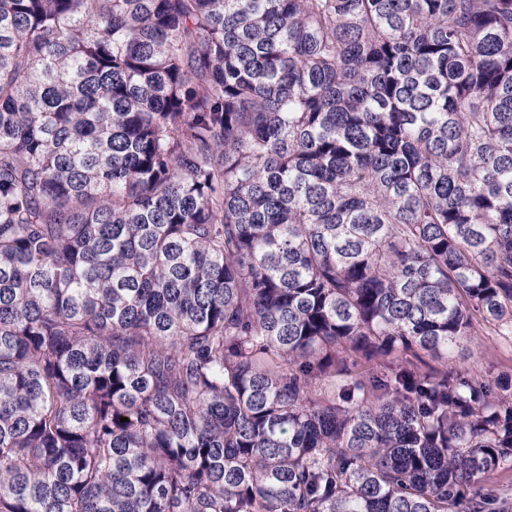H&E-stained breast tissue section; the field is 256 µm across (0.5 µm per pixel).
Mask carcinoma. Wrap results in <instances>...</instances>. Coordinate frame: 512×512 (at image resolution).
<instances>
[{
  "label": "carcinoma",
  "instance_id": "cac0c4a2",
  "mask_svg": "<svg viewBox=\"0 0 512 512\" xmlns=\"http://www.w3.org/2000/svg\"><path fill=\"white\" fill-rule=\"evenodd\" d=\"M480 335L512 0H0V512H512ZM457 349L448 360V369L458 373L481 372L496 376L512 373V343L499 336H476Z\"/></svg>",
  "mask_w": 512,
  "mask_h": 512
}]
</instances>
